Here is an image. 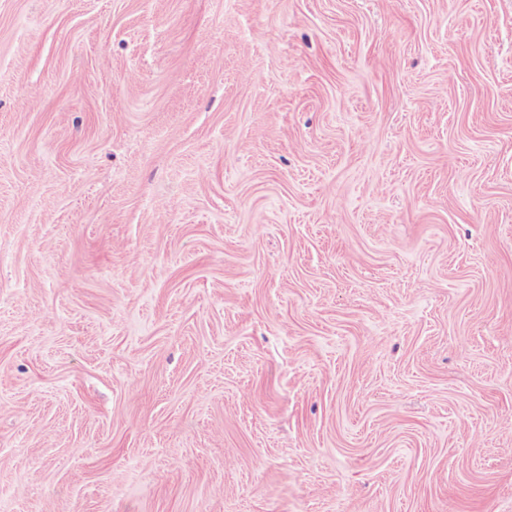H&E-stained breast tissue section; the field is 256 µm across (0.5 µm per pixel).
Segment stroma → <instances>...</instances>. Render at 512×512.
<instances>
[{
	"label": "stroma",
	"mask_w": 512,
	"mask_h": 512,
	"mask_svg": "<svg viewBox=\"0 0 512 512\" xmlns=\"http://www.w3.org/2000/svg\"><path fill=\"white\" fill-rule=\"evenodd\" d=\"M0 512H512V0H0Z\"/></svg>",
	"instance_id": "35a3bbf8"
}]
</instances>
